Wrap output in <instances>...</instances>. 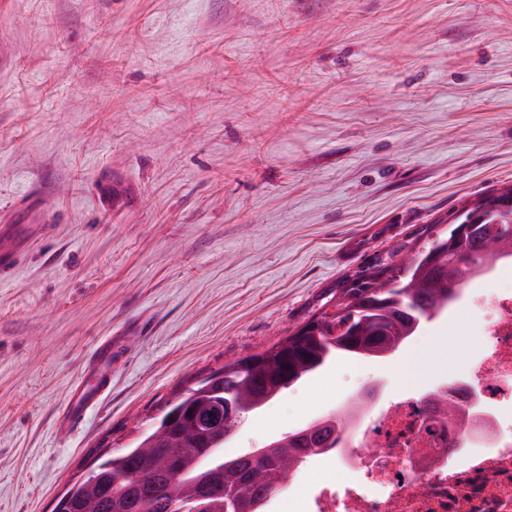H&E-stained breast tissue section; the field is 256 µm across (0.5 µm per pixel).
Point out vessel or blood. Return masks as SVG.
Instances as JSON below:
<instances>
[{"label":"vessel or blood","instance_id":"vessel-or-blood-1","mask_svg":"<svg viewBox=\"0 0 512 512\" xmlns=\"http://www.w3.org/2000/svg\"><path fill=\"white\" fill-rule=\"evenodd\" d=\"M116 347L113 337L99 339L87 364V377L72 389L59 410L56 427L60 434L72 433L83 422L89 409L97 407L112 386V355Z\"/></svg>","mask_w":512,"mask_h":512}]
</instances>
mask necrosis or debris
Wrapping results in <instances>:
<instances>
[{"mask_svg": "<svg viewBox=\"0 0 512 512\" xmlns=\"http://www.w3.org/2000/svg\"><path fill=\"white\" fill-rule=\"evenodd\" d=\"M482 351L440 388L461 408L433 421L423 395L368 397L343 447L322 453L338 476L301 512H512V289L488 306Z\"/></svg>", "mask_w": 512, "mask_h": 512, "instance_id": "4bbe7bcc", "label": "necrosis or debris"}]
</instances>
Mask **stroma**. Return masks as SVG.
Segmentation results:
<instances>
[{"label":"stroma","instance_id":"1","mask_svg":"<svg viewBox=\"0 0 512 512\" xmlns=\"http://www.w3.org/2000/svg\"><path fill=\"white\" fill-rule=\"evenodd\" d=\"M109 185V201L97 186ZM512 184V0H0V512H52L195 379L263 351ZM482 307L340 357L225 454L357 390L435 387ZM112 389L58 410L95 342ZM116 341L110 336L99 339L87 364L88 381H79L72 389L67 401L56 418L60 434L72 433L83 422L87 411L97 407L112 386V355Z\"/></svg>","mask_w":512,"mask_h":512}]
</instances>
